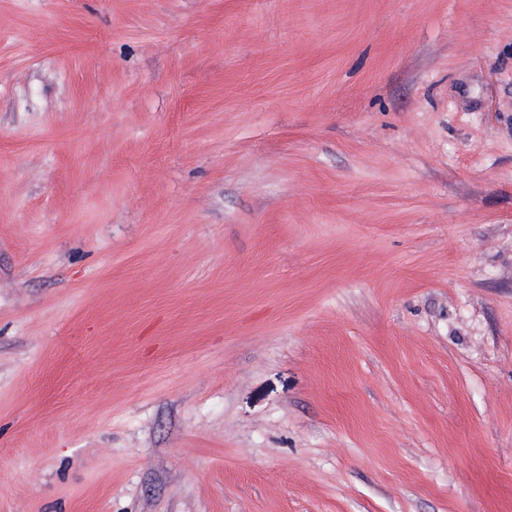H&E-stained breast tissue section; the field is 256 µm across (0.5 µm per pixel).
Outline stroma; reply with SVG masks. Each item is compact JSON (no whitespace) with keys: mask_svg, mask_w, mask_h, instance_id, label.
Segmentation results:
<instances>
[{"mask_svg":"<svg viewBox=\"0 0 512 512\" xmlns=\"http://www.w3.org/2000/svg\"><path fill=\"white\" fill-rule=\"evenodd\" d=\"M0 512H512V0H0Z\"/></svg>","mask_w":512,"mask_h":512,"instance_id":"1","label":"stroma"}]
</instances>
